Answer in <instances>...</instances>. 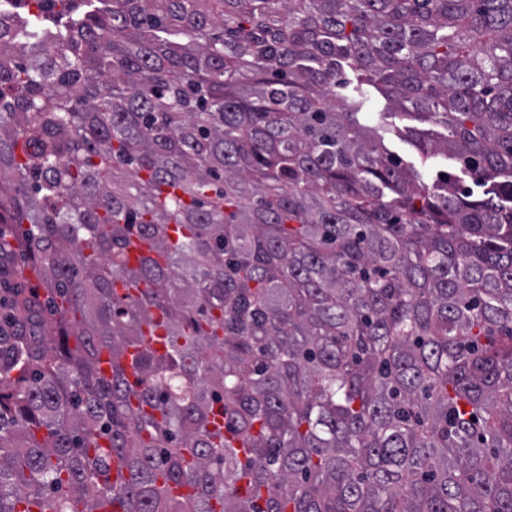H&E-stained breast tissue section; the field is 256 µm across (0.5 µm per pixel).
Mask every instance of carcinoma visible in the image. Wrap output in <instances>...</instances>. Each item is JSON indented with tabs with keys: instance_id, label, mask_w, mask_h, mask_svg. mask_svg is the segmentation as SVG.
Instances as JSON below:
<instances>
[{
	"instance_id": "obj_1",
	"label": "carcinoma",
	"mask_w": 512,
	"mask_h": 512,
	"mask_svg": "<svg viewBox=\"0 0 512 512\" xmlns=\"http://www.w3.org/2000/svg\"><path fill=\"white\" fill-rule=\"evenodd\" d=\"M34 2L0 512H512V0ZM27 263L28 258L26 256L17 254L10 266L9 273H7L9 274L8 278L10 279V282L15 285L14 288H25L26 292H40L41 298H43L42 291L38 289L39 282L35 275L30 271V269L25 270L29 274L27 277L21 275Z\"/></svg>"
}]
</instances>
